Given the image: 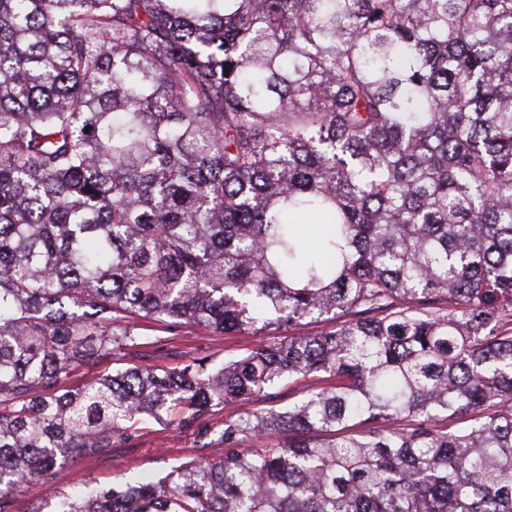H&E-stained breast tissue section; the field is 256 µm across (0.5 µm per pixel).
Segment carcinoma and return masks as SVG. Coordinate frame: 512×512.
Masks as SVG:
<instances>
[{
  "label": "carcinoma",
  "instance_id": "carcinoma-1",
  "mask_svg": "<svg viewBox=\"0 0 512 512\" xmlns=\"http://www.w3.org/2000/svg\"><path fill=\"white\" fill-rule=\"evenodd\" d=\"M134 319L258 342L68 386ZM314 374L39 512H512V0H0V507ZM321 380L319 375L297 381L287 379L270 393L255 396L245 405H215L188 426L146 420L130 442L85 452L58 466L47 485L25 489L10 497L4 504V512L36 511L42 507L48 492L70 494L79 481L104 487L124 478L157 480L193 457L218 461L224 456V444L217 443V438L225 418L271 407L288 408L309 391L323 386Z\"/></svg>",
  "mask_w": 512,
  "mask_h": 512
}]
</instances>
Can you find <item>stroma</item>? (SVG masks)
<instances>
[{"mask_svg": "<svg viewBox=\"0 0 512 512\" xmlns=\"http://www.w3.org/2000/svg\"><path fill=\"white\" fill-rule=\"evenodd\" d=\"M134 333L135 342L117 347L103 363L78 369L70 380L71 386L133 366L173 368L194 358L210 366L219 365L255 342L251 335H224L191 325L172 330L150 321L139 322ZM320 385L321 378L317 375L286 381L270 393L251 398L247 404L213 406L188 426L178 427L153 419L144 421L130 442L81 454L57 467L47 485L25 489L10 497L0 512H38L47 493L70 494L80 481L104 487L125 478L156 480L193 458L219 460L224 455V446L217 438L225 418L271 407H288Z\"/></svg>", "mask_w": 512, "mask_h": 512, "instance_id": "1", "label": "stroma"}]
</instances>
